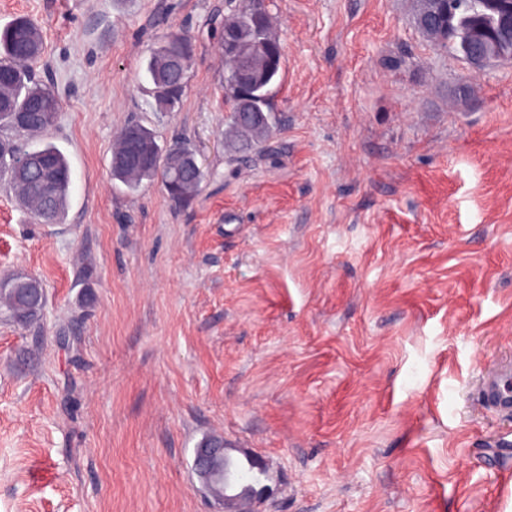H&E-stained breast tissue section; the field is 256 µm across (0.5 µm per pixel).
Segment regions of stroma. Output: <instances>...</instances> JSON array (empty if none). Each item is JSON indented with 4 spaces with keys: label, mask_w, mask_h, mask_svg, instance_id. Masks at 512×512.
I'll use <instances>...</instances> for the list:
<instances>
[{
    "label": "stroma",
    "mask_w": 512,
    "mask_h": 512,
    "mask_svg": "<svg viewBox=\"0 0 512 512\" xmlns=\"http://www.w3.org/2000/svg\"><path fill=\"white\" fill-rule=\"evenodd\" d=\"M282 47L261 150H224L227 0H0L34 20L62 100L27 138L70 165L67 215L36 223L0 179V512H215L194 450L260 455L255 512H512V61L438 54L415 0H265ZM193 51L174 111L146 65ZM137 121L188 142L178 205L111 172ZM26 288H31L29 297L25 295V291L29 290ZM0 299L10 317L22 326L42 317L46 306V294L42 284L35 278L24 283V279L16 274L0 279ZM482 401L504 414L512 413V367L506 366L488 375L480 389Z\"/></svg>",
    "instance_id": "1"
}]
</instances>
